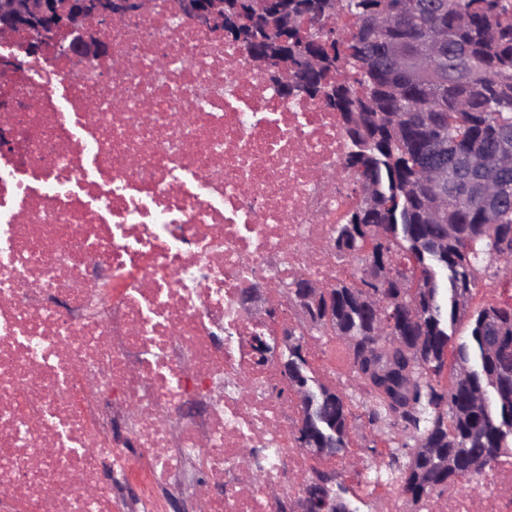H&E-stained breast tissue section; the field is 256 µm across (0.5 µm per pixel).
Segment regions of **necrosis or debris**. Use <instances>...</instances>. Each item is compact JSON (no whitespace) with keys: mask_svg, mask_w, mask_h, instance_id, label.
I'll list each match as a JSON object with an SVG mask.
<instances>
[{"mask_svg":"<svg viewBox=\"0 0 512 512\" xmlns=\"http://www.w3.org/2000/svg\"><path fill=\"white\" fill-rule=\"evenodd\" d=\"M102 36L80 66L0 37V512H285L321 467L378 512H512V450L413 507L310 455L252 348L290 317L245 294L357 272L329 247L356 200L337 113L175 0Z\"/></svg>","mask_w":512,"mask_h":512,"instance_id":"1","label":"necrosis or debris"}]
</instances>
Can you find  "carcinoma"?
I'll return each mask as SVG.
<instances>
[{"label":"carcinoma","mask_w":512,"mask_h":512,"mask_svg":"<svg viewBox=\"0 0 512 512\" xmlns=\"http://www.w3.org/2000/svg\"><path fill=\"white\" fill-rule=\"evenodd\" d=\"M342 15L355 30L332 28L318 40L304 32L305 18ZM273 19L288 20L286 48L267 34ZM253 37L262 63H288V94L319 95L340 113L345 167L360 192L332 237L337 255L363 266L359 279L327 286L316 308L301 301L309 280L288 282L301 322L288 383L311 397L299 440L343 459L353 421L387 428L399 441L382 467L415 504L512 448V305L471 307L480 282L512 273V166L486 206L473 202L467 170L469 157L512 142V0H275ZM391 47L400 49L397 64ZM439 166L457 174L444 192L429 178ZM387 266L395 273L387 287H369ZM388 317L394 330L380 345L413 356L415 405L398 421L357 364L359 415L352 396L321 382L303 354L304 337L319 334L344 339L354 360ZM464 318L467 334L459 335ZM449 354L454 373L443 385ZM308 492L317 504L324 495L346 502L350 487L322 471Z\"/></svg>","instance_id":"obj_1"}]
</instances>
